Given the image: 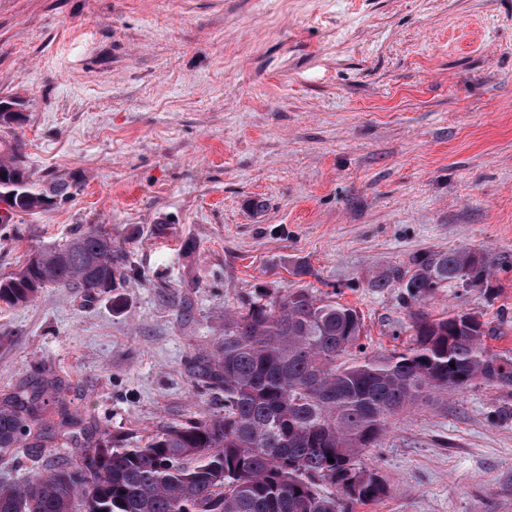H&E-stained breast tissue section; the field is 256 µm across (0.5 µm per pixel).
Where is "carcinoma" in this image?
I'll return each instance as SVG.
<instances>
[{
	"label": "carcinoma",
	"mask_w": 512,
	"mask_h": 512,
	"mask_svg": "<svg viewBox=\"0 0 512 512\" xmlns=\"http://www.w3.org/2000/svg\"><path fill=\"white\" fill-rule=\"evenodd\" d=\"M20 148L0 157V193H14L18 215L72 197L61 179L38 187ZM493 267L480 252L427 251L373 277L372 288L403 282L411 309L410 345L377 356L365 355L361 317L346 304L305 288L256 301L224 319V336L200 358L202 381L224 392L223 410L136 448L86 443L24 483L0 481V512H352L375 502L387 487L358 457L380 445L389 418L476 379L512 386V355L490 350L484 322L416 309L450 285L489 287ZM118 277L112 234L94 225L1 276L0 301L26 305L48 285L93 296ZM44 393L0 400V448L52 429Z\"/></svg>",
	"instance_id": "carcinoma-1"
}]
</instances>
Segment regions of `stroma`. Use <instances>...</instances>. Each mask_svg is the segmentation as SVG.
Masks as SVG:
<instances>
[{
    "instance_id": "35a3bbf8",
    "label": "stroma",
    "mask_w": 512,
    "mask_h": 512,
    "mask_svg": "<svg viewBox=\"0 0 512 512\" xmlns=\"http://www.w3.org/2000/svg\"><path fill=\"white\" fill-rule=\"evenodd\" d=\"M0 100L26 117L0 149L73 193L0 233V276L94 224L124 271L0 302V399L46 383L47 416L75 420L0 450V481L220 410L194 360L257 299L335 292L374 356L410 318L373 276L427 250L512 259V0H0ZM421 309L512 353L510 270ZM359 463L388 493L355 512H512V386L401 413Z\"/></svg>"
}]
</instances>
